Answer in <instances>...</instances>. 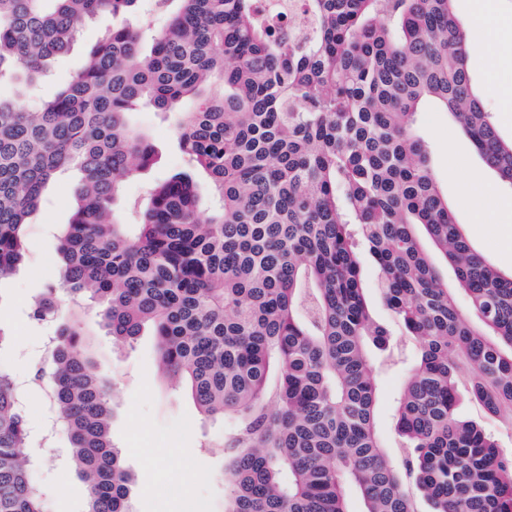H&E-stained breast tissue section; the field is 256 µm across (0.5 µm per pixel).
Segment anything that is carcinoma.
Instances as JSON below:
<instances>
[{"label": "carcinoma", "instance_id": "cac0c4a2", "mask_svg": "<svg viewBox=\"0 0 512 512\" xmlns=\"http://www.w3.org/2000/svg\"><path fill=\"white\" fill-rule=\"evenodd\" d=\"M138 2L0 0V84L33 86L86 22L112 16L38 110L0 93V286L24 264L45 186L76 175L59 283L29 317L56 318L67 294L53 371L35 380L86 483L83 512H132L111 383L85 350V301L118 343L152 328L161 369L201 414L236 420L224 438V512H348L349 488L363 512H419V497L431 512H512V451L457 415L464 378L512 426V276L456 223L415 129L424 104L441 105L512 186V140L478 95L473 36L454 0H304V35L267 24L257 0H178L150 33L131 23ZM143 106L178 115L193 170L150 189L129 224L123 185L154 155L128 121ZM196 171L217 200L205 216ZM367 263L416 342L397 458L375 427L370 346L390 333L373 317ZM35 448L0 362V512H47Z\"/></svg>", "mask_w": 512, "mask_h": 512}]
</instances>
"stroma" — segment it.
Here are the masks:
<instances>
[{
	"label": "stroma",
	"mask_w": 512,
	"mask_h": 512,
	"mask_svg": "<svg viewBox=\"0 0 512 512\" xmlns=\"http://www.w3.org/2000/svg\"><path fill=\"white\" fill-rule=\"evenodd\" d=\"M483 6L489 7L497 19L496 40L511 46L512 0H454L457 15L465 21ZM111 24V17L104 14L81 28L70 51L54 60L36 94L27 99L29 110H36L41 100L53 97L81 68L88 50ZM469 66L501 135L512 138V112L505 111L499 93L500 87L512 83V56L504 55L499 66L492 69L475 48ZM129 120L147 135L155 152L153 165L123 187L125 218L130 221L134 218V205L143 201L152 185L188 170L189 164L176 143L175 115L143 110L131 113ZM419 132L431 146L433 173L475 250L502 273L511 274L512 248L506 246L505 240L512 237V216L501 215L492 224L478 223L475 194L482 190L507 198L512 196V190L501 186L498 175L483 165L470 141L457 131L440 107L427 105ZM476 174L480 175L481 184H473ZM74 207V179L67 173L59 175L48 185L39 210L27 226L28 250L23 269L0 293V324L8 326L14 337L13 349L5 361L23 380L43 363L42 338L58 326L54 320L32 322L28 304L57 281L56 229L68 223ZM96 340L99 370L112 384V440L122 450L134 482L133 512H188L195 499L204 501L208 512H224V433L233 426V419L203 418L188 392L159 370L152 332H144L130 346L113 342L101 331H97ZM400 344L401 356L393 358L380 350L374 353L381 389L377 431L392 454L401 446L396 401L410 375L415 350L411 340L401 339ZM457 413L479 423L504 449L512 450V428L486 415L464 386L459 389ZM149 450L163 452V473H156L146 462L144 454ZM38 479L47 491L50 512H81L86 489L66 462L41 467Z\"/></svg>",
	"instance_id": "1"
}]
</instances>
